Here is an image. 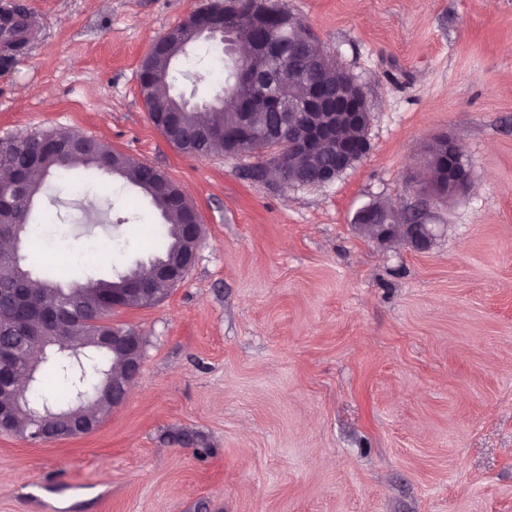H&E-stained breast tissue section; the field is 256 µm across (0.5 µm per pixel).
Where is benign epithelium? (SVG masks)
<instances>
[{
  "label": "benign epithelium",
  "mask_w": 512,
  "mask_h": 512,
  "mask_svg": "<svg viewBox=\"0 0 512 512\" xmlns=\"http://www.w3.org/2000/svg\"><path fill=\"white\" fill-rule=\"evenodd\" d=\"M275 19L277 15L268 5L267 0H250L249 8L243 13L231 11L222 5L219 7L209 5L186 17L176 29V33L187 46L196 41L206 40L225 47L226 56L232 62L231 72L236 76H246L254 87L247 107L283 112L285 108L262 88V76L253 72L249 63L236 52L241 31L265 30ZM301 110L313 113L315 117L295 133L288 143V149L301 156L318 148H324L334 155L335 162L315 176L298 177L291 181L282 178L280 182L286 187L329 184L355 160L364 157L368 152V144L340 135L344 127L368 124L369 113L365 93L356 94L348 86L340 83L316 84L312 87L307 102L301 106ZM93 141L94 138L90 136L75 135L67 142L46 140L43 142V147L48 151L64 155L85 150ZM430 144L438 147L444 158L443 182L447 183V187L438 193V196L452 199L462 195L468 187L470 175L461 148L449 138L435 137L430 140ZM25 184L26 174L23 172L16 174L7 182L0 180V226L11 231L14 254L18 260L22 258L19 252L20 238L17 226L9 223L13 213L11 195L14 189ZM200 226L199 214L195 210L191 211L190 223L185 225L184 245L177 254L152 262L153 285L142 290V295L149 297L159 286L173 287L183 281L197 258L200 243L196 229ZM356 226L372 239L379 241L401 239L416 250L429 248L434 237L433 227L426 222V209L423 207L410 212L394 208L388 212L380 208H366L360 212ZM14 303L17 308L44 323L42 329L34 332L43 347L36 358L20 355L13 350H0V376L5 372L11 373V379L5 381L4 388L9 390L13 397L12 404L0 405V428L10 423L21 411V398L25 387L35 385L38 365L48 348L54 349V355L72 360H78L84 356L82 352L71 351L74 343L58 334L56 328L58 306L33 303L31 292L28 290L18 291L14 296ZM93 346L112 352L124 363L125 380L112 384V399L108 400L112 408L116 409L124 403L129 386L140 373L144 357L143 347L137 337L120 334L98 336L94 339ZM59 420L67 423L68 431L72 435L87 432L97 424V421L84 419L76 412L59 414L47 408L40 415L36 428L31 430L26 438L39 444L61 439L64 432L57 425Z\"/></svg>",
  "instance_id": "1"
}]
</instances>
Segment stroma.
Segmentation results:
<instances>
[{"instance_id": "stroma-1", "label": "stroma", "mask_w": 512, "mask_h": 512, "mask_svg": "<svg viewBox=\"0 0 512 512\" xmlns=\"http://www.w3.org/2000/svg\"><path fill=\"white\" fill-rule=\"evenodd\" d=\"M209 0H0L32 21L0 46V141L94 137L165 172L204 237L184 280L115 324L143 336L139 377L93 432H0V512H512V0H270L301 17L365 92L367 154L321 186L255 179L253 155L190 156L151 123L137 72ZM212 58L192 47L177 86ZM464 151L467 193L422 201V149ZM49 175L32 217L81 220L109 280L160 250L159 211L103 176ZM425 204L418 251L353 217Z\"/></svg>"}]
</instances>
